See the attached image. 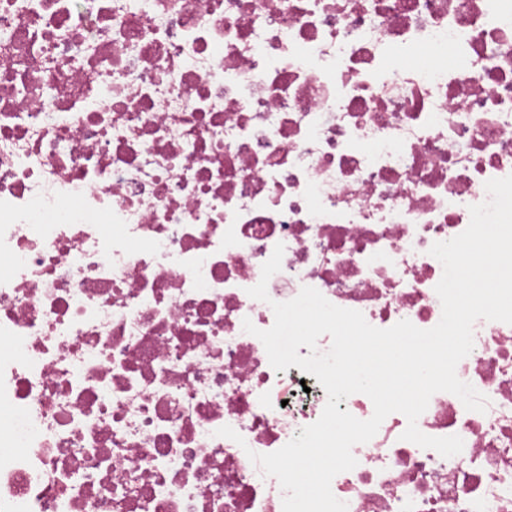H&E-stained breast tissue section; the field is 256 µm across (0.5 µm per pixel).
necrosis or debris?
Instances as JSON below:
<instances>
[{
  "instance_id": "4bbe7bcc",
  "label": "necrosis or debris",
  "mask_w": 512,
  "mask_h": 512,
  "mask_svg": "<svg viewBox=\"0 0 512 512\" xmlns=\"http://www.w3.org/2000/svg\"><path fill=\"white\" fill-rule=\"evenodd\" d=\"M510 174L512 0H0V512H283L248 454L327 394L244 320L433 328L429 250ZM473 339L486 412L417 422L461 453L390 414L348 512H512V325Z\"/></svg>"
}]
</instances>
